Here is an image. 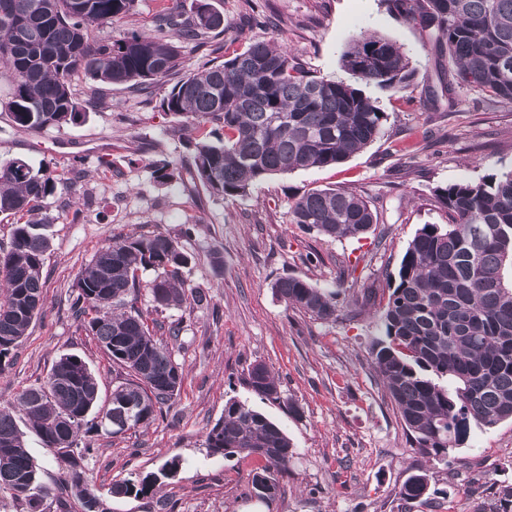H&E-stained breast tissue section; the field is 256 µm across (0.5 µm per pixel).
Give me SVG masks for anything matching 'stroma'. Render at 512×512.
<instances>
[{
	"label": "stroma",
	"instance_id": "obj_1",
	"mask_svg": "<svg viewBox=\"0 0 512 512\" xmlns=\"http://www.w3.org/2000/svg\"><path fill=\"white\" fill-rule=\"evenodd\" d=\"M224 31L205 47L179 45L183 73L220 59L223 45L268 40L288 45L325 78H345L341 56L351 37L367 30L402 45L416 75L404 91L362 85L386 119L377 138L343 164L298 170L256 184L246 196L219 200L192 184H161L158 159L188 155L191 132L161 108L168 88L138 93L101 86L107 107L38 132L14 125L3 108L11 86L0 76V161L22 158L33 167L79 163L80 180L48 197L42 216L50 249L43 267L44 308L0 370V405L15 403L46 380L64 354L81 357L109 397L121 376L97 342L79 329L71 311L72 285L112 236L161 232L175 238L192 262L191 288L207 290L208 308L159 311L163 323L183 322L172 356L185 370L179 397L153 424L118 436L96 435L86 472L100 488L134 474L158 471L179 458L176 476L158 498L109 500L110 512H250L248 481L259 462L209 455L206 435L227 401L247 403L288 435L297 456L280 482L273 512H498L499 493L512 487V422L475 430L459 449L438 460L414 448L369 354L380 333L395 274L416 231L444 224L436 188L512 171V105L466 89L440 96V69L427 39L396 19L381 0H257L276 26L240 22L247 0H211ZM356 189L377 215L366 238L330 241L289 223L295 196L311 189ZM196 218L184 236L187 218ZM224 265L215 268L214 256ZM299 276L338 291L340 311L322 321L288 308L275 280ZM263 363L281 382L279 401L257 396L248 370ZM427 493L403 502L399 490L419 471Z\"/></svg>",
	"mask_w": 512,
	"mask_h": 512
}]
</instances>
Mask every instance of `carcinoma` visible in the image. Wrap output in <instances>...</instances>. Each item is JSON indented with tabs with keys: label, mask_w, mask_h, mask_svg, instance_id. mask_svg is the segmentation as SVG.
<instances>
[{
	"label": "carcinoma",
	"mask_w": 512,
	"mask_h": 512,
	"mask_svg": "<svg viewBox=\"0 0 512 512\" xmlns=\"http://www.w3.org/2000/svg\"><path fill=\"white\" fill-rule=\"evenodd\" d=\"M387 10L426 33L430 50L448 57L441 91L465 88L512 104V0H383ZM137 0H0V75L11 83L6 103L23 130L75 123L103 103L99 88L81 101L70 76L81 72L99 84L136 92L173 79L180 66L178 41L205 45L224 32V16L207 0L186 14L181 0H161L154 34L100 36L104 26L135 11ZM356 78L384 89L403 90L415 75L396 42L359 32L341 57ZM161 107L201 131L180 164L153 162L163 184L189 179L216 199L247 195L251 187L296 170L336 166L379 135L385 113L353 85L315 75L275 41H251L219 63H206L174 79ZM72 165L34 169L27 161L0 162V213L16 219L9 247L0 250V362L27 335L43 308L42 272L50 248L40 232L44 201L70 188ZM446 224H425L409 242L381 317L372 354L383 388L414 447L434 457L461 448L476 429L512 420V172L436 189ZM288 222L320 236L363 238L377 223L369 203L345 188L312 189L296 197ZM191 256L161 232L112 239L78 275L73 314L94 337L126 381L99 404V383L74 354L59 358L47 379L25 389L17 404L0 406V493L24 512H50L66 496L80 512H107L104 496H154L173 478V458L157 473L112 483L107 494L89 480L85 461L92 448L80 433L119 435L154 422L180 395L184 370L167 344L168 326L127 307V298L149 289L154 308H205L210 297L185 288L183 269ZM155 277L141 284L139 272ZM272 289L287 306L312 317H337L336 293L289 275ZM263 399L281 398L280 381L263 364L248 374ZM65 471L53 489L41 478L17 417ZM211 455L255 456L262 465L249 494L267 506L278 498L280 477L296 455L288 435L248 404L229 400L210 428ZM428 489L427 474L410 475L400 490L408 501Z\"/></svg>",
	"instance_id": "cac0c4a2"
}]
</instances>
